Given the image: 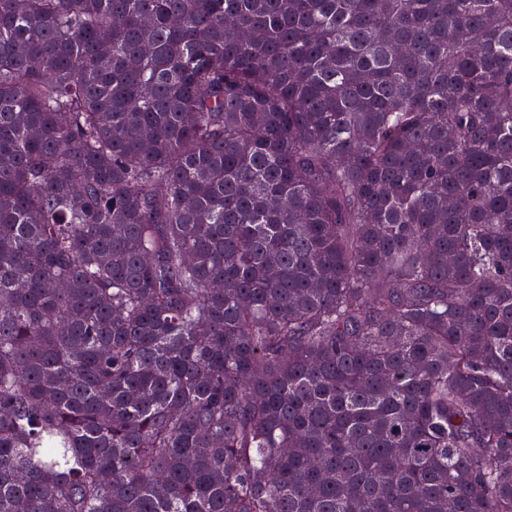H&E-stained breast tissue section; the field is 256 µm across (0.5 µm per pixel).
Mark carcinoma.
Listing matches in <instances>:
<instances>
[{"instance_id": "carcinoma-1", "label": "carcinoma", "mask_w": 512, "mask_h": 512, "mask_svg": "<svg viewBox=\"0 0 512 512\" xmlns=\"http://www.w3.org/2000/svg\"><path fill=\"white\" fill-rule=\"evenodd\" d=\"M0 512H512V0H0Z\"/></svg>"}]
</instances>
